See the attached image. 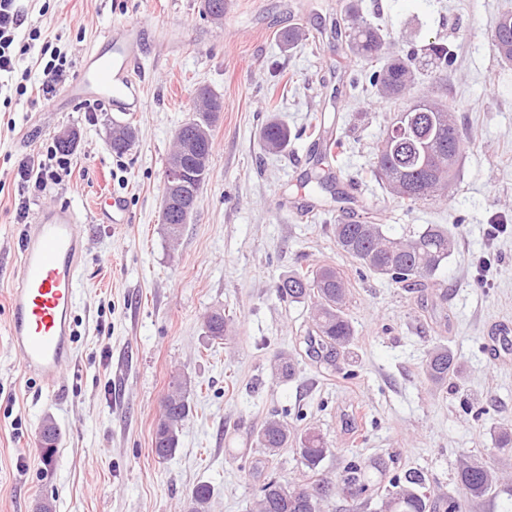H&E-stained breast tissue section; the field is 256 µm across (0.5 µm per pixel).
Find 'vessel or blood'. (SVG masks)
<instances>
[{"instance_id": "b4317fda", "label": "vessel or blood", "mask_w": 512, "mask_h": 512, "mask_svg": "<svg viewBox=\"0 0 512 512\" xmlns=\"http://www.w3.org/2000/svg\"><path fill=\"white\" fill-rule=\"evenodd\" d=\"M144 36L137 25L112 27L104 47L88 53L67 86L66 102L91 99L120 117L142 111ZM97 215L106 224L131 221L125 198L112 194L104 195ZM83 250L82 219L70 204L44 208L21 234L7 333L25 373L50 387L58 384L72 359V316Z\"/></svg>"}]
</instances>
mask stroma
Masks as SVG:
<instances>
[{"label": "stroma", "instance_id": "obj_1", "mask_svg": "<svg viewBox=\"0 0 512 512\" xmlns=\"http://www.w3.org/2000/svg\"><path fill=\"white\" fill-rule=\"evenodd\" d=\"M28 19L58 40L78 73L115 23L158 30L143 64L145 107L124 155L107 139L112 115L94 103L58 108L0 88V512H32L50 498L56 512H183L200 483L211 512H247L258 490L244 473L263 455L254 433L270 412H306L332 455L392 458V472L418 467L457 495L459 456L490 458L501 427L512 428V361L496 365L488 338L512 323V64L490 35L512 0H229L223 22L201 15V0H23ZM381 26L404 55L434 39L458 52L447 96L469 146L447 200L406 210L364 172L397 108L354 87L368 68L340 33L347 10ZM303 37L284 45L280 33ZM224 105L200 202L170 249L159 221L162 172L173 135L199 89ZM288 125L287 151L264 153L259 133ZM343 135L339 187L354 208L400 235L438 224L456 240L427 288L359 270L336 248L342 212L303 188L320 149L302 136L310 122ZM74 145L69 167L48 182L31 212L70 204L85 215L74 355L55 390L23 373L6 333L7 298L21 227L14 221L20 162L45 161L60 132ZM125 197L132 221L93 218L102 194ZM502 225L489 236V225ZM338 266L349 282L354 341L336 373L299 355L292 378L270 361L305 335L304 305L280 301L275 285L299 267ZM221 308L237 339L209 342L203 317ZM442 338L460 361L457 382L434 388L424 351ZM352 370L354 381L341 371ZM192 382V411L168 460L152 439L172 372ZM61 438L51 465L38 444L45 418Z\"/></svg>", "mask_w": 512, "mask_h": 512}]
</instances>
